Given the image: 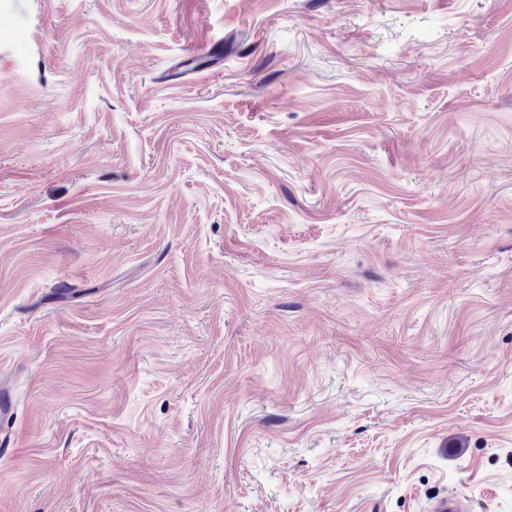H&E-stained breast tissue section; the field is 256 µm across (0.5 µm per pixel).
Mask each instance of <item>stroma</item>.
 I'll return each mask as SVG.
<instances>
[{
	"label": "stroma",
	"instance_id": "obj_1",
	"mask_svg": "<svg viewBox=\"0 0 512 512\" xmlns=\"http://www.w3.org/2000/svg\"><path fill=\"white\" fill-rule=\"evenodd\" d=\"M2 393L0 512H512V0H0Z\"/></svg>",
	"mask_w": 512,
	"mask_h": 512
}]
</instances>
